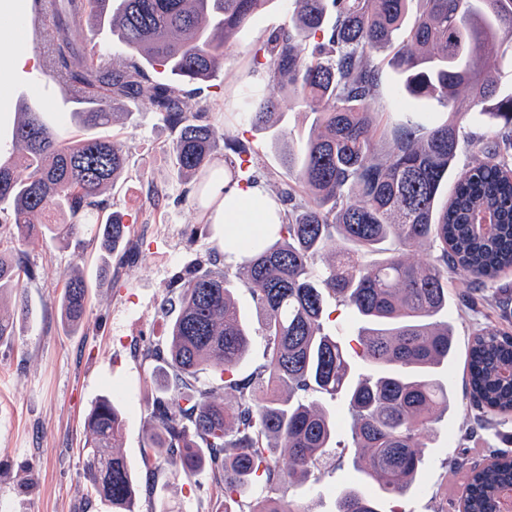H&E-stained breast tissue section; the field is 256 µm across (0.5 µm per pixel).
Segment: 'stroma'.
Segmentation results:
<instances>
[{"instance_id":"stroma-1","label":"stroma","mask_w":512,"mask_h":512,"mask_svg":"<svg viewBox=\"0 0 512 512\" xmlns=\"http://www.w3.org/2000/svg\"><path fill=\"white\" fill-rule=\"evenodd\" d=\"M292 10L293 0H273L255 16L237 34L221 77L189 99V107L207 103L215 113L238 111L255 50L288 21ZM46 53V45L30 42L24 76L9 80L10 99L25 100L66 136L78 135L69 122L75 98L40 81ZM376 107L393 121L406 112L427 123L446 109L466 113L453 166L457 173L480 157L479 139L492 129L467 94L447 106L428 97L410 98L387 67L382 70ZM312 120V114L292 103L276 126L255 128L228 120L222 129L225 139L256 152L261 185L274 195L286 178L272 145L277 132L289 133L294 145L302 146ZM110 132L124 141L128 167L118 188L105 191L103 197L130 226L138 254L103 279L99 271L108 255L91 247L93 225H84L81 241H37L28 247L37 277L22 290L26 315L17 322L14 336L0 343V512H112L107 502L88 499L83 471L87 417L104 398L111 399L124 418L119 451L136 479V512H210L221 495L206 474L188 479L157 458H145L146 402L164 386L165 373L143 359L141 349L145 340L166 334L160 307L172 294L175 274L207 255L223 260L224 238L215 227L209 235L191 238L199 210L183 199L187 185L171 166L170 133L149 102H139L119 117ZM153 189L166 196L157 209L147 202ZM77 270L90 295L87 320L74 331L62 323L58 307L67 277ZM449 288L448 319L456 354L435 370L434 377L448 386L454 404L427 440L423 474L415 489L399 499L381 497L380 512H452L451 504L458 501L467 480L466 462L487 464L492 452L512 446V423L479 415L471 407L463 373L475 327H512V271L481 288L456 277ZM234 297L252 335L249 353L238 368L239 376L245 377L264 362L265 342L250 291L236 288ZM324 405L336 415L338 445L323 461L316 482L289 491L308 512H335L342 487L372 485L351 465V415L346 405L329 399Z\"/></svg>"}]
</instances>
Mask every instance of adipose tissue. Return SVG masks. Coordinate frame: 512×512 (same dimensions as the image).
Masks as SVG:
<instances>
[{"label": "adipose tissue", "instance_id": "adipose-tissue-1", "mask_svg": "<svg viewBox=\"0 0 512 512\" xmlns=\"http://www.w3.org/2000/svg\"><path fill=\"white\" fill-rule=\"evenodd\" d=\"M270 196L256 185L230 179L223 166H216L209 181V197L202 202L204 223L221 228L228 242L230 260L246 255L254 240L274 231L279 217L269 205Z\"/></svg>", "mask_w": 512, "mask_h": 512}]
</instances>
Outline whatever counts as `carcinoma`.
Segmentation results:
<instances>
[{
  "label": "carcinoma",
  "mask_w": 512,
  "mask_h": 512,
  "mask_svg": "<svg viewBox=\"0 0 512 512\" xmlns=\"http://www.w3.org/2000/svg\"><path fill=\"white\" fill-rule=\"evenodd\" d=\"M49 70L85 94L70 122L100 135L64 138L42 113L22 103L12 149L0 154V236L15 242L0 253V296H16L0 311V341L14 335L25 312L21 278H36L26 243L80 233L105 209L101 196L125 170L124 144L103 134L115 103L147 100L174 133L169 148L180 178L204 193L216 159L233 179L249 149L224 141L209 106L187 107L185 86L215 79L236 34L272 0H54ZM294 0L291 23L273 30L256 50L248 76L260 77L239 120L273 127L285 98L314 115L302 150L288 140L280 152L295 172L274 197L282 224L273 238L251 245L235 270L200 261L177 276L175 317L166 343L143 344V357L166 366L167 385L149 403V450L186 478L209 470L224 489L215 512H307L287 490L304 486L336 438V417L311 399L320 394L352 412V465L377 486L341 490L336 512H379L377 494H406L418 480L427 433L448 412V388L433 369L454 356L452 329L439 319L448 307V274L483 283L512 269V96L499 94L488 68L499 62L501 37L512 33V0ZM108 25L129 56L117 67L70 37L86 21ZM399 75L411 97L446 105L459 91L482 106L502 133L482 142L483 159L462 171L447 200L459 149L461 112L435 124L405 117L391 124L375 108L380 84L376 55ZM160 66L169 81L148 68ZM19 168L27 170L23 179ZM307 200L295 202L296 188ZM62 211L66 224H35L36 214ZM344 245L336 246V238ZM101 248L130 261L129 226L115 216L97 225ZM434 248L425 269L408 261L423 244ZM387 255L370 262L378 251ZM332 259L316 266L325 253ZM250 290L265 339V361L237 376L250 349L249 328L232 285ZM88 285L72 275L60 315L84 323ZM364 322L359 356L372 374L353 380L350 344L327 327L326 298ZM219 375L198 385L197 373ZM466 387L474 405L512 420V331L478 328L470 340ZM234 398L231 406L219 391ZM85 445L90 494L112 512H135V488L125 458L112 451L122 419L104 399L90 412ZM288 449V465L275 449ZM512 450L470 469L462 512H512Z\"/></svg>",
  "instance_id": "cac0c4a2"
}]
</instances>
